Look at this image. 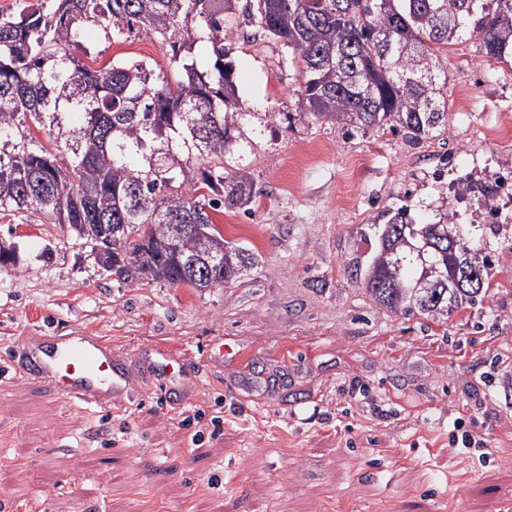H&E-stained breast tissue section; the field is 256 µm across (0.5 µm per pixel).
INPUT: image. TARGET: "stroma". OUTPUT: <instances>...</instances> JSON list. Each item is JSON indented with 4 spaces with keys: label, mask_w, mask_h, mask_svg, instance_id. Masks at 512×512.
<instances>
[{
    "label": "stroma",
    "mask_w": 512,
    "mask_h": 512,
    "mask_svg": "<svg viewBox=\"0 0 512 512\" xmlns=\"http://www.w3.org/2000/svg\"><path fill=\"white\" fill-rule=\"evenodd\" d=\"M85 45L170 70L146 31L94 27ZM230 58L263 195L215 222L258 270L203 292L127 285L67 226L0 219L16 254L0 266V512H512V197L487 297L447 323L381 309L347 267L382 211L429 222L460 181L512 173V139L488 137L512 115V65L443 47L448 128L411 142L298 119L280 41L238 29ZM63 336L130 360L131 399L88 412L17 374L24 341ZM159 350L184 377L150 371ZM458 417L485 450L450 445Z\"/></svg>",
    "instance_id": "stroma-1"
}]
</instances>
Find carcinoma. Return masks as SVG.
I'll return each mask as SVG.
<instances>
[{
    "label": "carcinoma",
    "mask_w": 512,
    "mask_h": 512,
    "mask_svg": "<svg viewBox=\"0 0 512 512\" xmlns=\"http://www.w3.org/2000/svg\"><path fill=\"white\" fill-rule=\"evenodd\" d=\"M275 38L300 65V116L341 128H381L412 141L448 128L433 59L468 34L497 62L512 59V0H37L0 11V213L66 224L102 270L125 284L224 287L258 266L231 244L213 215L251 210L261 194L236 161L241 128L235 67L226 41L237 13ZM114 36L148 30L172 47L169 81L148 64L87 66L85 26ZM208 44L203 64L182 51ZM55 150L40 145L33 130ZM498 180L467 181L457 194L496 211ZM373 225L378 246L353 263L375 304L396 315L445 323L491 288L492 255L476 226L454 210L417 224L407 210ZM116 237L123 252H108ZM211 253L219 283L189 271ZM482 287L448 288L466 255ZM447 274L424 294L422 260Z\"/></svg>",
    "instance_id": "obj_1"
}]
</instances>
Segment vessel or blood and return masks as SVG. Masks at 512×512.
<instances>
[{"mask_svg":"<svg viewBox=\"0 0 512 512\" xmlns=\"http://www.w3.org/2000/svg\"><path fill=\"white\" fill-rule=\"evenodd\" d=\"M25 375L46 379L57 394L88 409L122 402L131 388L124 363L110 348L81 339L52 346L31 343Z\"/></svg>","mask_w":512,"mask_h":512,"instance_id":"b4317fda","label":"vessel or blood"}]
</instances>
